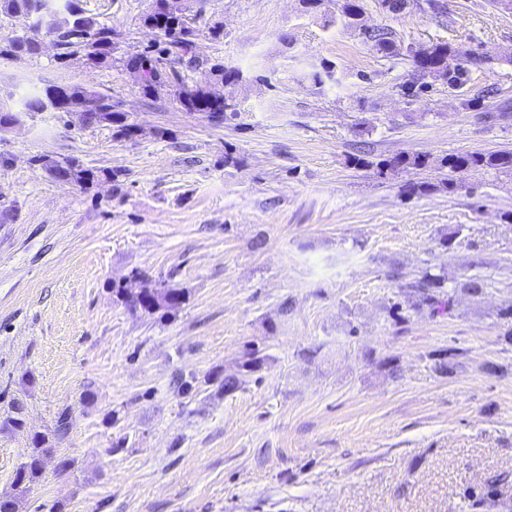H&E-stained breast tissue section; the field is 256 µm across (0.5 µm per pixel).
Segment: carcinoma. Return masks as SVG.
I'll list each match as a JSON object with an SVG mask.
<instances>
[{"label":"carcinoma","instance_id":"carcinoma-1","mask_svg":"<svg viewBox=\"0 0 512 512\" xmlns=\"http://www.w3.org/2000/svg\"><path fill=\"white\" fill-rule=\"evenodd\" d=\"M341 20L349 26L358 25L363 13L359 0H338ZM188 0H153L151 10L145 15L144 25L154 30L160 38L141 52L124 60L126 67L141 73L142 90L151 95L160 88L176 89L174 102L178 109L190 114L209 117L215 124H222L238 115L240 105L234 95L242 74L235 68L222 64L210 67L213 81L224 86L223 101H218L213 92L201 84L189 83L188 72L195 69L198 59L193 52L196 30L184 20ZM0 14L23 20L25 34L0 38V58L12 55H36L39 53V34L54 36L59 49L58 59L66 58L73 48L87 50L89 62L97 67L112 63V46L115 31L86 14L81 0H0ZM373 47L386 56H396V45L392 32L385 28L368 33ZM481 58L473 55L461 45L437 42L424 52L412 54L411 81L408 86H428V80H455L479 67ZM97 112L96 124L116 129L119 137L131 138L138 134V126L129 121L119 109L118 103L107 93L82 86L49 85L44 91L28 97L24 111L43 112ZM45 169L55 178L72 176L79 185L94 179V174L82 168L74 160L58 161L42 159ZM428 157L422 154H400L377 163L379 174L397 169L424 168ZM442 165L454 172L471 168H487L496 172H512V151L491 153L451 154L442 160ZM402 295L411 301V307H425L433 317L450 314L452 296L446 290V278L441 273L428 269L421 276L399 285ZM117 300L133 311L149 315L168 317L188 300L181 288L163 285L159 288H144L139 292L128 285L112 288ZM51 449L49 437L42 433L32 435L27 460L17 468L14 485L25 492L40 476V458Z\"/></svg>","mask_w":512,"mask_h":512}]
</instances>
